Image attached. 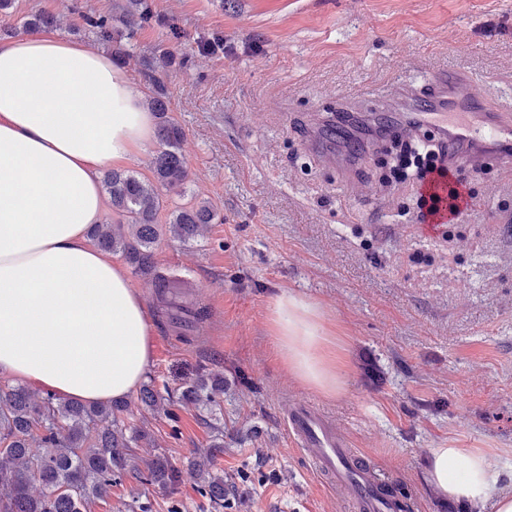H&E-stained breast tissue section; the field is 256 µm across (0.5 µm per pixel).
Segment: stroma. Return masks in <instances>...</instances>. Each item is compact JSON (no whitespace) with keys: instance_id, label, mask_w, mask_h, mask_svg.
<instances>
[{"instance_id":"obj_1","label":"stroma","mask_w":512,"mask_h":512,"mask_svg":"<svg viewBox=\"0 0 512 512\" xmlns=\"http://www.w3.org/2000/svg\"><path fill=\"white\" fill-rule=\"evenodd\" d=\"M184 34L158 75L184 132L185 201H209L220 223L185 244L162 238L158 266L179 285L161 310L150 278L129 280L153 317L148 374L167 410L139 420L173 466L211 435L182 407L199 370L224 375V472L241 512H342V494L298 455L284 425L289 401L336 421L350 447L415 494L418 512H476L425 478L432 448L491 450L499 486L512 485V168L469 166L472 206L452 241L407 222L416 188L381 189L391 157L367 147L374 114L343 128L334 148L349 172L315 152L314 136L342 102L389 96L435 67L461 72L469 92L512 94V0H150ZM95 47L83 17L118 15V0H14L0 28L38 12ZM222 39L210 53L204 42ZM146 27L126 71L147 87L146 64L165 41ZM288 293L317 304L344 379L339 396L307 389L283 366L271 303ZM205 311L204 320L195 312ZM215 512L189 477L166 490L130 476L89 512Z\"/></svg>"}]
</instances>
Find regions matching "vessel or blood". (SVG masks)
<instances>
[{"mask_svg":"<svg viewBox=\"0 0 512 512\" xmlns=\"http://www.w3.org/2000/svg\"><path fill=\"white\" fill-rule=\"evenodd\" d=\"M462 74L431 69L401 88L396 122L431 132L444 145L448 163L512 164V105L468 93ZM288 431L327 482L344 495L348 512H415L395 481L349 448L345 437L319 410L289 403Z\"/></svg>","mask_w":512,"mask_h":512,"instance_id":"b4317fda","label":"vessel or blood"}]
</instances>
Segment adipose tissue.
<instances>
[{
    "mask_svg": "<svg viewBox=\"0 0 512 512\" xmlns=\"http://www.w3.org/2000/svg\"><path fill=\"white\" fill-rule=\"evenodd\" d=\"M154 122L141 89L103 52L56 33L0 41V378L87 403L125 398L145 378L147 304L87 232L104 218L102 170L136 155ZM272 333L302 385L340 395L317 304L279 295ZM491 459L433 448L427 480L443 497L512 512Z\"/></svg>",
    "mask_w": 512,
    "mask_h": 512,
    "instance_id": "adipose-tissue-1",
    "label": "adipose tissue"
}]
</instances>
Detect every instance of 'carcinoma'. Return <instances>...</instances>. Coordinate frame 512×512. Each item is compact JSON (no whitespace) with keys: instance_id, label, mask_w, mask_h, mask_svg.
Here are the masks:
<instances>
[{"instance_id":"1","label":"carcinoma","mask_w":512,"mask_h":512,"mask_svg":"<svg viewBox=\"0 0 512 512\" xmlns=\"http://www.w3.org/2000/svg\"><path fill=\"white\" fill-rule=\"evenodd\" d=\"M119 9L124 25L121 30L106 15H87L83 20L96 40L111 48L112 59L122 64L128 55L127 41L158 16L148 0H122ZM55 26V17L42 13L26 20L22 28L34 31ZM167 42L158 57L164 66L171 63L181 45L176 28H169ZM154 71L156 66H150L152 90L145 98L147 108L158 118L153 178H142L133 171L107 173L103 185L112 209L126 224H97L90 238L105 252L121 253L135 274L153 276L156 287L164 293L176 287V281L158 271L157 243L167 234L190 243L206 225L222 219L210 202L203 201L178 206L168 223H158V214L170 196L184 195L189 171L179 152L182 128L168 116L164 84ZM180 400L206 411L213 420L211 445L194 450L190 466L197 492L214 507L222 508L226 481L224 474L213 471L211 460L224 448V375H197L182 388ZM165 401L152 382L142 386L134 403L120 400L106 404L63 400L23 386H0V512H88L91 504L105 498L112 485L127 474L151 486L176 485L181 471L164 452L140 460L131 453L134 445L152 443L145 429L131 424L134 409L156 410Z\"/></svg>"}]
</instances>
